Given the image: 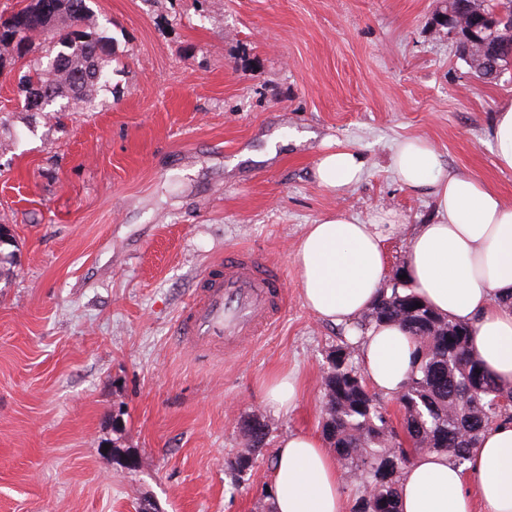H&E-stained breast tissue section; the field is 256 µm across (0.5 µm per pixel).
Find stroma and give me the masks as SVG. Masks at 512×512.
Here are the masks:
<instances>
[{
	"label": "stroma",
	"instance_id": "1",
	"mask_svg": "<svg viewBox=\"0 0 512 512\" xmlns=\"http://www.w3.org/2000/svg\"><path fill=\"white\" fill-rule=\"evenodd\" d=\"M116 39L94 104L26 111L19 78L34 39L0 75V224L19 251L0 280V512H256L282 436L320 432L322 377L344 334L303 305L291 253L331 212L401 227L404 266L430 197L395 179L398 141L429 140L447 172L512 200L491 122L512 70L478 79L438 23L443 0H89ZM349 147L363 180L320 187V154ZM279 266L286 288L266 332L235 355L177 333L210 263L239 249ZM298 373L294 409L269 380ZM267 444L239 486L224 469L239 424Z\"/></svg>",
	"mask_w": 512,
	"mask_h": 512
}]
</instances>
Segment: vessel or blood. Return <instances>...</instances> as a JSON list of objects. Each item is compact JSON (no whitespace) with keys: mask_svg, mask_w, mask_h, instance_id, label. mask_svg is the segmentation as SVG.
<instances>
[{"mask_svg":"<svg viewBox=\"0 0 512 512\" xmlns=\"http://www.w3.org/2000/svg\"><path fill=\"white\" fill-rule=\"evenodd\" d=\"M282 276L242 252L209 267L178 325L191 346L234 352L246 338L260 335L282 306Z\"/></svg>","mask_w":512,"mask_h":512,"instance_id":"1","label":"vessel or blood"}]
</instances>
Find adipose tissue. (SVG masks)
<instances>
[{"label": "adipose tissue", "instance_id": "obj_1", "mask_svg": "<svg viewBox=\"0 0 512 512\" xmlns=\"http://www.w3.org/2000/svg\"><path fill=\"white\" fill-rule=\"evenodd\" d=\"M391 167L404 186L434 203L430 223L409 238L405 271L419 299L473 327L471 344L501 386L512 388V203L483 180L446 172L426 140L397 143ZM364 161L338 147L318 158L315 177L342 194L361 181ZM398 229L383 212L370 223L336 213L322 217L294 248L301 296L315 316L348 325L374 303L387 278L383 243ZM414 345L398 325L372 326L359 343L365 377L393 397L411 369ZM274 512H343V477L323 439L283 436L271 469ZM400 512H512V421L489 429L464 465L444 453L418 455L399 484Z\"/></svg>", "mask_w": 512, "mask_h": 512}]
</instances>
